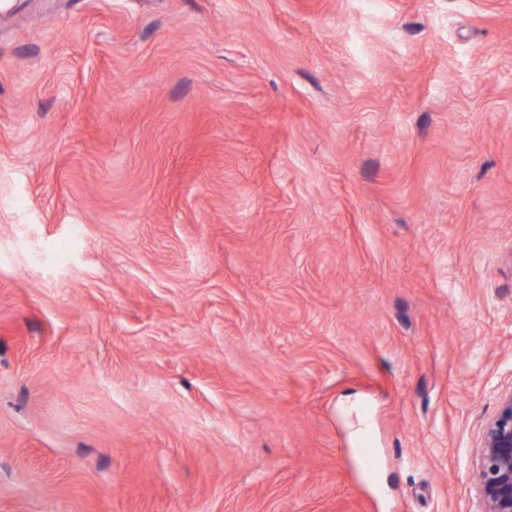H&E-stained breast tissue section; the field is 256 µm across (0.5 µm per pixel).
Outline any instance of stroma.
<instances>
[{
  "label": "stroma",
  "mask_w": 512,
  "mask_h": 512,
  "mask_svg": "<svg viewBox=\"0 0 512 512\" xmlns=\"http://www.w3.org/2000/svg\"><path fill=\"white\" fill-rule=\"evenodd\" d=\"M512 392V0H0V512H482Z\"/></svg>",
  "instance_id": "obj_1"
}]
</instances>
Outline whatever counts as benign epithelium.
Wrapping results in <instances>:
<instances>
[{"label": "benign epithelium", "mask_w": 512, "mask_h": 512, "mask_svg": "<svg viewBox=\"0 0 512 512\" xmlns=\"http://www.w3.org/2000/svg\"><path fill=\"white\" fill-rule=\"evenodd\" d=\"M474 480L483 512H512V393L502 398L484 427Z\"/></svg>", "instance_id": "obj_1"}]
</instances>
